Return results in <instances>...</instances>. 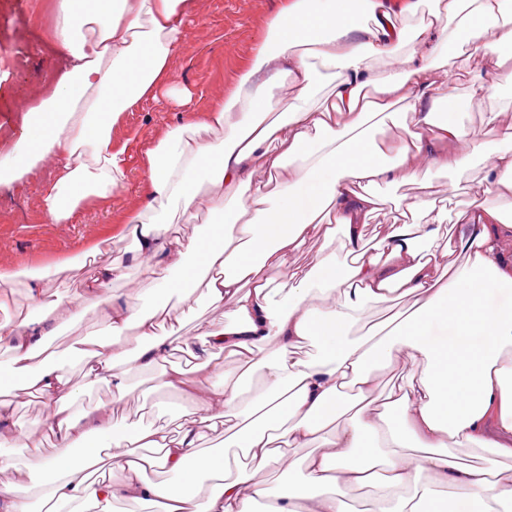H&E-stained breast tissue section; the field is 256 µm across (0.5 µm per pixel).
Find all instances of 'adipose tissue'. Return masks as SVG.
Listing matches in <instances>:
<instances>
[{"label": "adipose tissue", "instance_id": "ef3b65f1", "mask_svg": "<svg viewBox=\"0 0 512 512\" xmlns=\"http://www.w3.org/2000/svg\"><path fill=\"white\" fill-rule=\"evenodd\" d=\"M201 0H52L41 28L57 57L37 103L0 121V183L37 178L52 224L109 203L128 175L116 137L125 113L172 92V58ZM512 44V0H280L231 89L217 88L186 123L170 126L140 155L144 192L82 254L26 269L30 311L0 323V387L35 397L45 414L14 429L0 401V431L53 437L55 453H0V512H114L118 501L159 512H346L368 488L372 512H498L512 501V472L461 465L458 445L512 458V100L502 83L474 77L471 109L499 130L487 151L457 116L448 54L493 57ZM281 116L270 119L273 109ZM399 128L379 140L371 123ZM437 165L472 180L457 215L467 255L452 270L442 227L446 206L417 197L383 225L380 251L366 228L385 204L379 186L414 181ZM499 202H487L489 194ZM199 218L197 235L169 226ZM133 237L129 261L101 267L82 293L43 298L42 283L96 256L113 235ZM318 240L313 263L294 257ZM156 273L141 288L130 265ZM131 290L123 300L113 283ZM414 300L413 312L351 337L373 305ZM232 304L224 323L163 329L171 309ZM98 309L106 330L53 348L56 329ZM307 346L317 355L304 354ZM195 350L187 372L174 350ZM237 356L221 373L215 355ZM414 367L407 383L373 396L374 369ZM81 366L82 378L71 371ZM160 367L158 382L184 393L194 416L116 427L112 412L74 410L85 387L105 383L113 403L132 373ZM261 391L243 393L253 371ZM224 438L204 448L207 435ZM420 445L407 453L408 442ZM310 449L306 477L252 482L256 472ZM165 473L152 481L147 470Z\"/></svg>", "mask_w": 512, "mask_h": 512}]
</instances>
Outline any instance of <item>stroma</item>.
<instances>
[{
  "label": "stroma",
  "mask_w": 512,
  "mask_h": 512,
  "mask_svg": "<svg viewBox=\"0 0 512 512\" xmlns=\"http://www.w3.org/2000/svg\"><path fill=\"white\" fill-rule=\"evenodd\" d=\"M279 0H205L203 10L188 22V38L172 60L175 86L190 93L184 104L166 97L143 101L126 113L119 138H130L127 151L128 177L105 207L81 211L69 224H49L39 210L40 184L0 185V267L17 276L0 294L9 307L0 311V321L26 313L30 308L27 280L21 272L36 262L64 255H76L95 238L113 214L135 204L143 192L138 154L159 131L181 123L189 112L204 108L220 86L232 87L241 62L252 52L258 31L277 10ZM40 0H0V114L14 105L30 102L41 79L51 70L52 55L35 37L18 38L20 21L35 17ZM390 202L421 194L447 198L449 212L465 209L470 201L465 176L454 171L430 168L418 181L401 187H382ZM120 412L135 422L164 414L180 422L191 418L189 399L146 381L127 396Z\"/></svg>",
  "instance_id": "1"
}]
</instances>
